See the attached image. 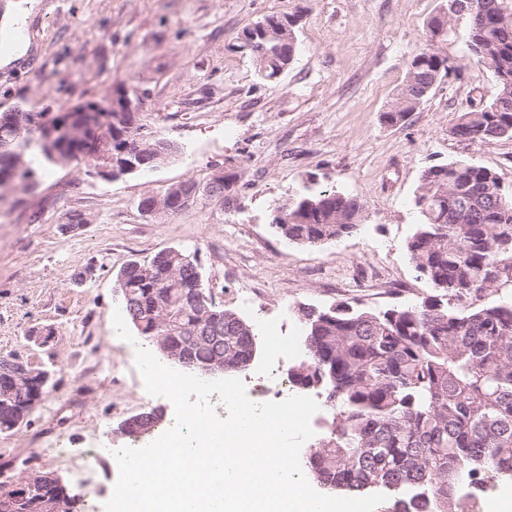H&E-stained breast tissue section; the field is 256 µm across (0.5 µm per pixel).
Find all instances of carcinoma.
<instances>
[{"instance_id":"carcinoma-1","label":"carcinoma","mask_w":512,"mask_h":512,"mask_svg":"<svg viewBox=\"0 0 512 512\" xmlns=\"http://www.w3.org/2000/svg\"><path fill=\"white\" fill-rule=\"evenodd\" d=\"M469 18L471 52L491 70L494 98L458 113L449 134L490 144L512 138V0H459ZM451 18L442 10L426 25V44L409 63L405 81L384 113L397 124L417 110L453 67L442 50ZM298 18L266 16L244 28L229 48L256 58L264 79L277 78L296 50ZM280 46L264 56L262 46ZM47 121L63 127L56 153L38 145ZM150 135L139 113L99 101L46 118L43 112L0 113V175L31 180L38 169L86 161L89 173L123 162L128 149ZM194 181L161 195L162 214L189 207L182 199ZM413 206L420 219L407 240L419 277L433 293L383 311L341 302L302 313L307 358L288 369L294 387L307 390L321 372L336 390L326 437L304 466L319 484L355 497L377 490L391 512H474L488 481L512 480V189L475 162L426 168ZM365 210L356 197L307 186L273 211L288 240L316 246L352 233ZM202 274L196 256L170 247L151 259L127 262L116 276L127 318L147 340L200 336L194 358H224V371L243 372L257 357L253 327L217 304L209 315L192 305L195 290L181 288ZM168 294L165 317L154 312L155 293ZM146 423H128L125 435L146 434L162 421L154 408ZM14 512H78L77 499L53 493L17 499Z\"/></svg>"}]
</instances>
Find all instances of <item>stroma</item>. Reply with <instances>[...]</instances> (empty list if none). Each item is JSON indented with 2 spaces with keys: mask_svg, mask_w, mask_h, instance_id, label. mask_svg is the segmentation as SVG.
<instances>
[{
  "mask_svg": "<svg viewBox=\"0 0 512 512\" xmlns=\"http://www.w3.org/2000/svg\"><path fill=\"white\" fill-rule=\"evenodd\" d=\"M441 0H60L32 19L37 70L0 68V113L21 106L58 113L111 96H143L147 131L177 151L158 168L116 181L85 162L37 172L0 187V353L54 370V387L28 425L0 433L5 481L52 470L80 502L104 512L117 472L107 458L92 475L41 461L43 443L62 450L122 448L125 419L149 407L164 422L174 409L147 393L135 348L113 324L123 304L116 274L129 260L181 248L197 253L205 286L251 323L258 355L241 372L254 392L261 371L279 375L305 357L299 310L356 299L384 309L421 299L405 244L418 215L413 194L424 169L471 160L512 186V138L491 145L461 141L448 129L470 100L497 87L467 49L468 19L454 18L445 53L456 70L404 121L382 115L423 45ZM299 17V50L279 77L262 78L230 43L268 15ZM227 177L226 199L199 194L185 211L154 218L138 203L173 184ZM357 197L365 212L351 235L319 245L289 242L270 224L272 209L307 177ZM87 224L65 229L68 212ZM51 326L40 348L32 327ZM112 362L115 379L82 395L95 362Z\"/></svg>",
  "mask_w": 512,
  "mask_h": 512,
  "instance_id": "stroma-1",
  "label": "stroma"
}]
</instances>
